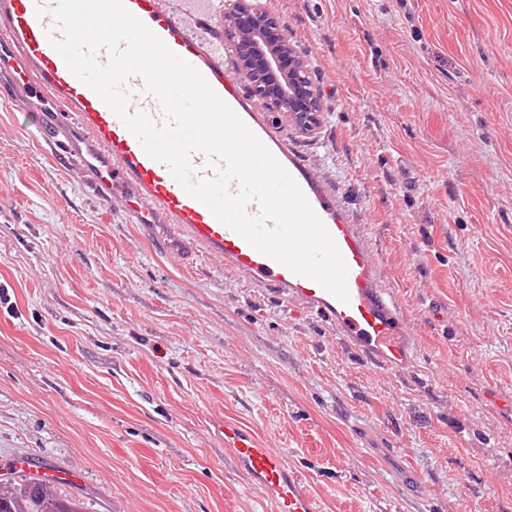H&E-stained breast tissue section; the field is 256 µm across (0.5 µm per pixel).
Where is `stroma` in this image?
I'll return each mask as SVG.
<instances>
[{"mask_svg": "<svg viewBox=\"0 0 512 512\" xmlns=\"http://www.w3.org/2000/svg\"><path fill=\"white\" fill-rule=\"evenodd\" d=\"M267 3L320 124L246 92L239 109L356 226L409 359L369 364L305 302L160 246L18 92L0 105V467L59 470L52 492L85 512H272L224 451L230 420L319 512H512V0Z\"/></svg>", "mask_w": 512, "mask_h": 512, "instance_id": "1", "label": "stroma"}]
</instances>
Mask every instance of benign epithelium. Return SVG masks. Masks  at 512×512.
Masks as SVG:
<instances>
[{
  "instance_id": "1",
  "label": "benign epithelium",
  "mask_w": 512,
  "mask_h": 512,
  "mask_svg": "<svg viewBox=\"0 0 512 512\" xmlns=\"http://www.w3.org/2000/svg\"><path fill=\"white\" fill-rule=\"evenodd\" d=\"M224 23L234 34L239 74L254 95L271 111L288 114L301 132H313L320 121L318 92L267 0H228Z\"/></svg>"
}]
</instances>
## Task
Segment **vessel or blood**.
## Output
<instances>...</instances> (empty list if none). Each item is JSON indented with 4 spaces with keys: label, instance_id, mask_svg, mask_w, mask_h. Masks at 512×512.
<instances>
[{
    "label": "vessel or blood",
    "instance_id": "b4317fda",
    "mask_svg": "<svg viewBox=\"0 0 512 512\" xmlns=\"http://www.w3.org/2000/svg\"><path fill=\"white\" fill-rule=\"evenodd\" d=\"M56 0H0V70L13 73L15 90L28 93L35 106L44 101L60 109L39 133L49 128L77 129L93 144L80 163L92 175L98 194L111 197L122 190L126 210L137 223L162 220L178 243L200 247L223 257L241 274L263 281L305 301L337 328L372 364L392 365L406 358L397 336L400 321L392 302L375 283L368 251L353 225L337 223L306 175L288 162L287 152L276 159L286 165L308 203L334 239L348 268V302H341L315 281L295 274L262 254L220 222L201 202L186 193L169 168L143 151L137 138L108 106L67 68L48 36L58 27L52 15ZM126 8L176 55L196 68L227 105H234L224 82V63L209 51L198 27H213L218 16L214 0H188L181 16L163 0H124ZM130 113H148L163 121L159 103L144 94L143 81L132 77ZM224 447L252 488L275 512H318L317 503L299 473L289 468L275 449L263 446L249 429L224 422Z\"/></svg>",
    "mask_w": 512,
    "mask_h": 512
}]
</instances>
